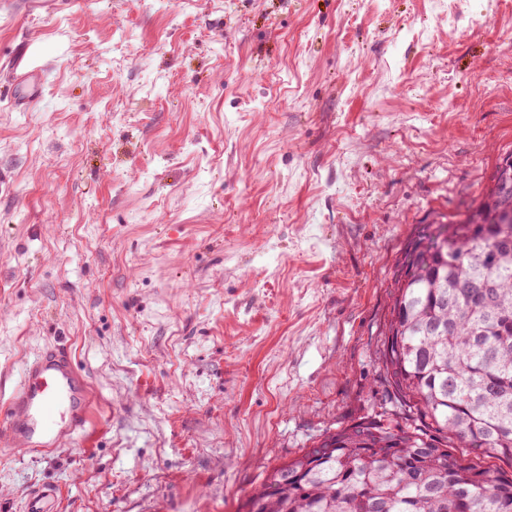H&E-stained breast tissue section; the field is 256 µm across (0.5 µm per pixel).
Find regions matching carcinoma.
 <instances>
[{
    "label": "carcinoma",
    "mask_w": 512,
    "mask_h": 512,
    "mask_svg": "<svg viewBox=\"0 0 512 512\" xmlns=\"http://www.w3.org/2000/svg\"><path fill=\"white\" fill-rule=\"evenodd\" d=\"M496 173L395 284L383 355L390 408L271 468L240 512H512V219ZM495 231L487 242L474 226Z\"/></svg>",
    "instance_id": "carcinoma-1"
}]
</instances>
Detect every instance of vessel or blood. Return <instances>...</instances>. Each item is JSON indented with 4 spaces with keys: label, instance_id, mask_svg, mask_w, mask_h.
Instances as JSON below:
<instances>
[{
    "label": "vessel or blood",
    "instance_id": "obj_1",
    "mask_svg": "<svg viewBox=\"0 0 512 512\" xmlns=\"http://www.w3.org/2000/svg\"><path fill=\"white\" fill-rule=\"evenodd\" d=\"M63 4L64 0H0V10L51 18ZM90 403L69 353L59 348L41 352L23 366L21 380L0 414V436L13 450L43 452L86 431ZM60 496L58 486L38 487L29 493L24 512H57Z\"/></svg>",
    "mask_w": 512,
    "mask_h": 512
}]
</instances>
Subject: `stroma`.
<instances>
[{
    "label": "stroma",
    "instance_id": "35a3bbf8",
    "mask_svg": "<svg viewBox=\"0 0 512 512\" xmlns=\"http://www.w3.org/2000/svg\"><path fill=\"white\" fill-rule=\"evenodd\" d=\"M510 154L512 0L0 12V407L57 346L92 395L0 512H238L386 405L403 252ZM61 496L58 486L46 484L28 494L23 512H57Z\"/></svg>",
    "mask_w": 512,
    "mask_h": 512
}]
</instances>
